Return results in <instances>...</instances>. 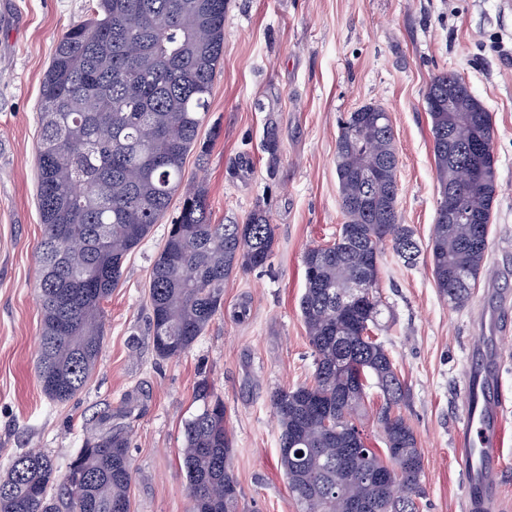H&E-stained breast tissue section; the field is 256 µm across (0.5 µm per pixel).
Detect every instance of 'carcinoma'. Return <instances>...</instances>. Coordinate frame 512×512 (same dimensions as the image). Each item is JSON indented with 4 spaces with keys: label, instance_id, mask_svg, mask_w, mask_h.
<instances>
[{
    "label": "carcinoma",
    "instance_id": "obj_1",
    "mask_svg": "<svg viewBox=\"0 0 512 512\" xmlns=\"http://www.w3.org/2000/svg\"><path fill=\"white\" fill-rule=\"evenodd\" d=\"M227 0H93L91 18L57 41L39 102L37 205L44 231L38 246L41 333L37 378L62 404L86 385L102 352V305L119 285L123 265L181 196L150 275V329L158 356L189 351L224 306V283L271 258L275 226L260 209L241 224H214L208 192L185 176V161L208 146L199 131L224 55ZM439 184L429 242L436 288L454 306L471 295L488 255V227L497 192V159L457 150L494 143L492 116L453 73L434 76L426 92ZM383 109L364 105L341 119L336 176L348 235L303 255L302 318L314 354L310 385L271 395L280 429V464L299 512H350L364 500L374 512H418L424 495L422 456L413 427L394 412L405 396L384 345L370 337L381 314L379 278L358 289L383 243L408 265L421 249L397 210L398 156ZM483 172L470 185L461 167ZM466 218L448 221V188ZM361 295L362 307L348 302ZM384 404L377 422L385 448L349 452L348 431L364 404L369 380ZM203 408L184 427L191 512H240L231 470L232 440L224 402L203 394ZM328 419L331 426L322 425ZM129 433L113 425L93 432L69 464L58 497L52 458L16 454L0 479V512H115L130 504L133 466ZM302 448L301 456L288 453ZM384 473L402 489L393 498ZM224 488L216 504L210 490Z\"/></svg>",
    "mask_w": 512,
    "mask_h": 512
}]
</instances>
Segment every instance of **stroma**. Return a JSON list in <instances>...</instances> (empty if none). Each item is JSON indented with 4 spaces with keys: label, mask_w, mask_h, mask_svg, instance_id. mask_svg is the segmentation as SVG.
<instances>
[{
    "label": "stroma",
    "mask_w": 512,
    "mask_h": 512,
    "mask_svg": "<svg viewBox=\"0 0 512 512\" xmlns=\"http://www.w3.org/2000/svg\"><path fill=\"white\" fill-rule=\"evenodd\" d=\"M502 0H228L224 55L189 177L208 191L211 221L242 223L263 207L276 227L268 265L224 285V309L181 357L156 355L149 324L153 260L171 216L154 225L104 302L105 338L82 392L52 403L36 377L40 336L37 134L43 75L58 38L90 16L89 0H0V477L15 454L52 456L58 475L107 415L123 417L134 474L131 512H189L184 424L200 385L224 402L243 512H297L280 466L275 389L312 381L301 317L303 255L344 222L336 178L343 113L373 104L389 115L399 159L397 209L422 252L406 265L384 248L383 317L372 330L407 394L397 411L423 460L420 512H459L466 477L455 459L464 387L485 351L499 353L503 512H512V9ZM457 74L491 112L497 195L486 269L463 306L435 286L427 252L439 188L426 92ZM275 128L277 154L265 148Z\"/></svg>",
    "instance_id": "35a3bbf8"
}]
</instances>
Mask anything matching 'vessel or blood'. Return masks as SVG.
I'll list each match as a JSON object with an SVG mask.
<instances>
[{"mask_svg":"<svg viewBox=\"0 0 512 512\" xmlns=\"http://www.w3.org/2000/svg\"><path fill=\"white\" fill-rule=\"evenodd\" d=\"M500 430L499 400L488 370L470 376L466 424L456 439L457 461L468 476L463 512H497L500 479L497 448Z\"/></svg>","mask_w":512,"mask_h":512,"instance_id":"vessel-or-blood-1","label":"vessel or blood"}]
</instances>
